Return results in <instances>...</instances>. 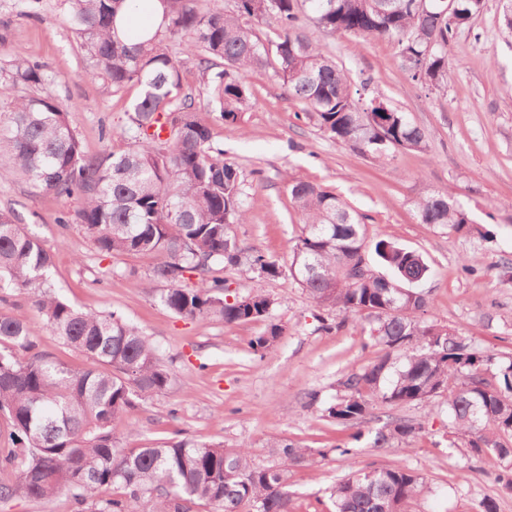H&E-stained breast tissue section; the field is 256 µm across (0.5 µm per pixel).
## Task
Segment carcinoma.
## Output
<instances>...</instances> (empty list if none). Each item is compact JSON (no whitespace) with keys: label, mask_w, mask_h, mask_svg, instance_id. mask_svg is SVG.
<instances>
[{"label":"carcinoma","mask_w":512,"mask_h":512,"mask_svg":"<svg viewBox=\"0 0 512 512\" xmlns=\"http://www.w3.org/2000/svg\"><path fill=\"white\" fill-rule=\"evenodd\" d=\"M127 0H61L72 31L83 41L87 80L114 91L141 88L127 112L130 145L122 153L86 157L69 120L73 106L49 90L46 65L21 52L0 68V95L18 85L35 94L0 113V166L38 193L79 198L74 212L57 217L79 224L93 246L112 255L155 254L150 281L174 314L226 324L268 322L250 341L256 354L282 334L271 322L274 300L261 289L228 300L224 270L246 266L263 279L283 276L276 259L243 247L234 226L247 221L245 177L224 159L211 126L218 113L227 133H243L241 114L252 91L243 77L271 68L288 96L315 115L323 135L362 155L385 157L422 151L425 132L406 113L354 90L347 71L302 31L308 19L330 32L361 39H391L411 80L438 88L448 82V46L456 31L484 9L485 0H234L231 11L203 9L198 0H162L157 30L137 43L114 28ZM451 10H446V7ZM274 37L262 38L264 30ZM198 57L205 103L182 94L179 61L168 43ZM301 217L288 279L318 308L359 316L377 355L338 382L324 417L360 428L376 407L388 410L447 394L448 434L470 456H496V480L512 493V357L473 347L459 330L424 318L429 299L410 287L430 273L416 251L386 239L368 242L365 217L320 185H287ZM419 223L448 235L474 229L468 212L432 193L416 203ZM388 273L371 269L369 251ZM53 252L0 209V291L28 294L53 335L80 352L89 366L72 369L35 351L24 320L0 313V499L71 496L76 512H292L288 466L305 460L293 441L273 442L279 467H256L246 448L164 442L125 448L115 423L139 402L165 391L171 374L156 347L120 315L83 310L57 296L50 282ZM197 281L185 283L186 274ZM421 424L388 418L369 431L372 446L391 448L421 436ZM423 479L401 466L350 473L332 489L334 512H406Z\"/></svg>","instance_id":"1"}]
</instances>
